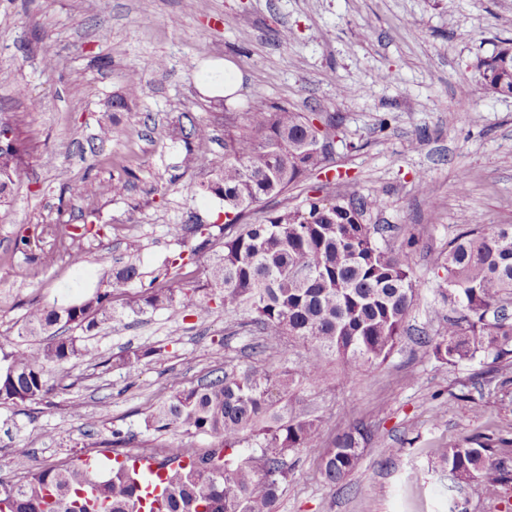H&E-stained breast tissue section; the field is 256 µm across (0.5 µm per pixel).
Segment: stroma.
Segmentation results:
<instances>
[{"mask_svg":"<svg viewBox=\"0 0 512 512\" xmlns=\"http://www.w3.org/2000/svg\"><path fill=\"white\" fill-rule=\"evenodd\" d=\"M42 38L55 44L48 64ZM508 39L512 0H0V114L16 122L25 149L14 192L0 204V349L36 345L19 335L30 304L80 299L132 261L142 279L113 292L116 314L92 340L110 358L152 352L120 367L66 364L51 371L42 403L0 406V480L97 455L116 430L127 454L210 447L206 435L147 428L171 378L190 387L218 368L300 360L298 342L285 355L274 342L257 350L259 336L220 307L183 320L127 307L149 283L165 284L179 252L195 253L184 281L201 279L221 236L201 250L182 227L224 222L223 203L199 188L224 149V115L279 103L321 125L335 121V190L383 198L366 221L385 226L391 246L411 244L416 295L387 362L349 379L334 364L322 380L298 386L297 410L322 420L321 447L354 426L376 440L336 484L316 452L289 453L276 512H512V481L493 497L479 479H454L444 461L448 447L484 435L512 464V361L489 353L443 364L419 342L448 328L439 260L461 218L512 224V97L486 90L477 66ZM153 58L163 70L146 68ZM225 61L243 76L230 97L205 87ZM135 69L134 89L127 77ZM463 85L473 98H460ZM119 97L126 106L117 110ZM184 112L210 129L194 144L191 167L172 134ZM115 122L121 134L100 141ZM121 175L124 193L94 192ZM423 180L431 198L420 194ZM83 223L102 231L74 240L84 257L74 266L44 227Z\"/></svg>","mask_w":512,"mask_h":512,"instance_id":"obj_1","label":"stroma"}]
</instances>
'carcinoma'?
Here are the masks:
<instances>
[{
    "mask_svg": "<svg viewBox=\"0 0 512 512\" xmlns=\"http://www.w3.org/2000/svg\"><path fill=\"white\" fill-rule=\"evenodd\" d=\"M497 56L504 63L483 71L485 88L498 96L512 94V44L503 42ZM173 136L186 148L184 163L193 164V143L209 138V127L189 112L181 113ZM328 130L302 112L270 104L246 113L244 123L225 117L224 153L209 161L203 192L224 202L222 250L206 269V301L184 292L186 284L148 288L131 310L136 315L163 309L183 320L216 300L228 312L246 308L254 314L240 327L252 326L264 342L288 337L306 343L301 361L277 369L250 368L240 374L216 369L205 382L186 387L169 381L170 396L146 427L164 432L179 428L209 435L217 444L203 450L168 451L158 460L167 469L160 491L143 483L127 465L114 463L94 476L78 459L33 471L16 482L0 481V512H275L280 486L288 482L283 457L315 448L325 477L343 481L362 456L356 427L348 428L333 447H319L317 418L269 414L274 394L292 385L323 378L336 359L344 376L354 377L392 354L404 332L414 299V254L382 245L378 228L365 222L382 208L377 195H323L332 180L316 187L305 207L275 210L262 224H246L251 207L283 196L292 186L319 175L330 154L313 146ZM22 151L0 153V199L9 195ZM69 238L57 251L79 265L82 254ZM446 271L448 333L423 336L421 343L445 364L471 362L487 351L496 358L512 355V225H460L441 256ZM142 276L135 264L119 269L105 289H96L65 307L29 306L23 336L52 337L35 349L0 353V405L36 403L48 393V373L73 360L108 364L85 336H63L55 327L87 333L112 320V291ZM449 473L458 479L478 477L484 488L498 489L509 469L495 458L491 439L466 438L448 448Z\"/></svg>",
    "mask_w": 512,
    "mask_h": 512,
    "instance_id": "cac0c4a2",
    "label": "carcinoma"
}]
</instances>
